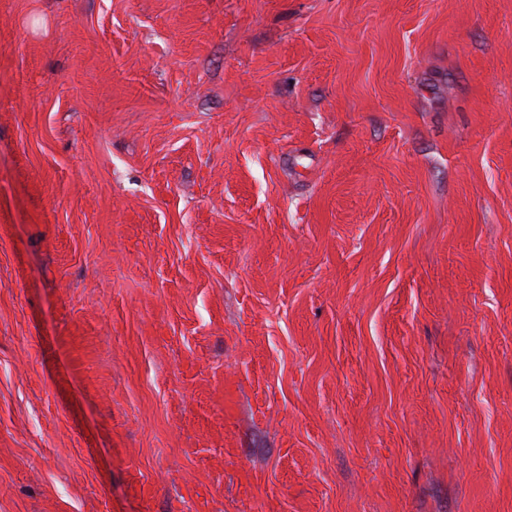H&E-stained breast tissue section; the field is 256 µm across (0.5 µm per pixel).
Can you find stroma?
Listing matches in <instances>:
<instances>
[{"label": "stroma", "instance_id": "35a3bbf8", "mask_svg": "<svg viewBox=\"0 0 512 512\" xmlns=\"http://www.w3.org/2000/svg\"><path fill=\"white\" fill-rule=\"evenodd\" d=\"M0 512H512V0H0Z\"/></svg>", "mask_w": 512, "mask_h": 512}]
</instances>
